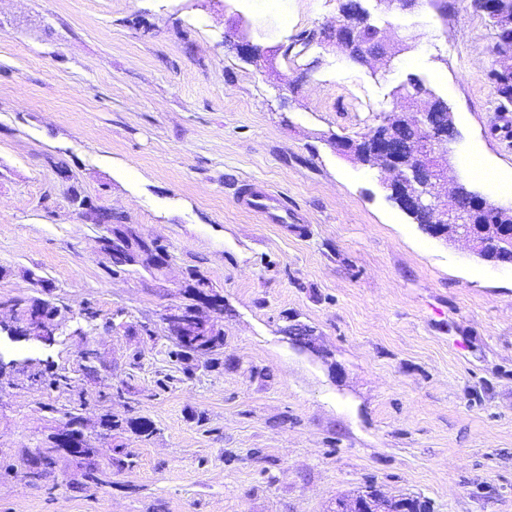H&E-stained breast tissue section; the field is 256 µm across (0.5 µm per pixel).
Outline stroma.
Here are the masks:
<instances>
[{"instance_id": "stroma-1", "label": "stroma", "mask_w": 512, "mask_h": 512, "mask_svg": "<svg viewBox=\"0 0 512 512\" xmlns=\"http://www.w3.org/2000/svg\"><path fill=\"white\" fill-rule=\"evenodd\" d=\"M338 17L337 0H0V319L46 283L67 317L50 347L0 337L19 363L0 377V512H334L367 486L512 512V264L430 237L332 144L421 80L452 113L457 176L503 204L468 166L512 178L491 29L467 0H418L386 15L412 47L375 74L319 37ZM242 28L264 49L315 38L260 68L237 54ZM247 182L298 223L243 209ZM76 192L159 240L168 267L111 273ZM193 272L224 301L217 366L168 356L161 317ZM295 324L316 351L290 343ZM68 411L106 484L64 454L29 478ZM107 412L154 425L122 437L133 468L95 433Z\"/></svg>"}]
</instances>
